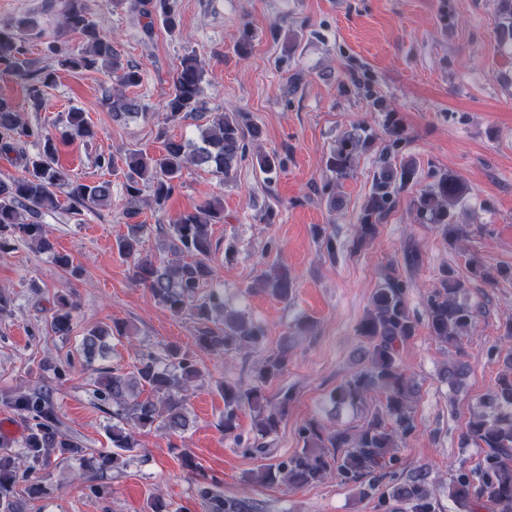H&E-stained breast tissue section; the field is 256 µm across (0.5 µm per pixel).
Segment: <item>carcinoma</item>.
Instances as JSON below:
<instances>
[{"mask_svg":"<svg viewBox=\"0 0 512 512\" xmlns=\"http://www.w3.org/2000/svg\"><path fill=\"white\" fill-rule=\"evenodd\" d=\"M129 6L147 19L151 30L154 20L165 29L180 32V16L174 0H130ZM498 43L512 51V0H497ZM38 27L32 17H19L0 26V68L20 81L29 103L40 109L44 91L58 78V70L81 71L101 69L112 78V116L136 117L143 107L124 89L136 87L144 80L143 70L125 61L112 39L101 34L90 18L86 0H65L60 29L81 36L84 47L70 50L58 44L49 45L58 57V66L35 68L27 58L26 36ZM251 24L243 25L235 43V51L245 56L252 48ZM206 72L193 54L183 55L176 65L174 89L168 99L163 123L207 119L201 129L200 143L190 145L167 139L162 152L149 155L129 150L121 158L126 204L123 216L132 219L140 214L142 192L150 190V202L164 209L168 199L182 187L183 173L189 166H206L229 178L235 165L247 151V141L261 136L259 127L248 123L240 112L205 115L204 84ZM71 140L89 142L97 132L84 113L72 109L66 113ZM385 134L398 146L407 140L405 129L392 113H387ZM35 140L34 155L16 152L17 144ZM372 134L360 125L347 131L326 159V168L335 180L346 177L354 168L360 149L366 147ZM23 164V173L8 181L0 180V253L12 242L23 240L43 251L52 244L47 225L37 221L46 211L69 203L75 214L94 212L112 203V181L73 180L58 164L54 140L32 126L15 105L0 97V156ZM259 168L273 175L282 166L277 153L257 156ZM417 164L408 158L398 166L381 158L371 192L359 215L352 249L365 250L374 244L397 204L395 192L414 180ZM468 188L454 172L433 175V181L408 201L423 224L434 227L448 246L458 249L465 235L453 222V210L466 196ZM224 223V206L218 200L204 202L176 216L169 224H128L127 232L117 241L119 253L132 260V278L148 288L172 314L189 313L197 324L196 347L218 356L232 355L265 347L264 327L245 313L228 306L224 289L214 282V271L208 263L213 251L211 228ZM154 233L170 242L171 260H156L140 252L145 236ZM404 264L416 269L424 264L419 249L409 244L403 250ZM470 278L489 287L512 280V267H488L472 256L468 260ZM258 287L281 301L290 298L294 280L285 268L274 267L258 280ZM407 281L393 272L381 276L370 307L357 327L365 344V363L349 378L336 385L327 396L331 412L344 409L362 410L368 396L383 391L382 405L367 411L362 422L329 429L311 419L298 431L302 447L288 461L267 467L256 479L273 483L281 481L300 488L322 482L332 476L343 485L358 488L364 499L377 501L380 512H436L437 487L430 473L420 468L383 487L382 480L398 464L397 453L403 441L416 430L415 404L419 384L407 374L400 353L417 333L418 322L407 302ZM77 301L73 292L55 296L48 329L58 335L71 331ZM477 307L471 303L465 281L456 271L443 267L427 300L426 324L429 334L454 351L443 369L448 385L456 388L467 376V365L457 359L462 340L476 327ZM129 336L125 322L97 326L87 331L77 353L86 369L96 374L94 397L112 407V451L95 452L81 447L62 427L52 389L40 386L31 391L7 396L0 402L13 410L27 425L22 450L16 452L0 437V512H24L17 486L20 480L29 484L24 493L36 499L42 492L39 481L30 474L45 466L53 452L80 464L83 474L93 481L109 470L125 468L138 447L137 433L146 429L162 430L171 436L188 431L190 417L188 399L201 374L194 360L180 347L172 345L164 357L152 354L141 357L136 371L126 373L96 361L106 358L111 336ZM288 337L268 351L257 372L259 383L245 385L226 382L220 387L224 413L220 427L226 437L236 436L239 414L244 409L254 413L251 450L264 452L267 439L277 432L293 393L280 392L276 404L264 395L262 385L280 376L288 363ZM460 447L479 448L482 459L477 467L460 464L446 483L448 499L457 512H512V357L495 385L476 403V407L460 436ZM215 512H256L250 500L226 503L211 499Z\"/></svg>","mask_w":512,"mask_h":512,"instance_id":"1","label":"carcinoma"}]
</instances>
